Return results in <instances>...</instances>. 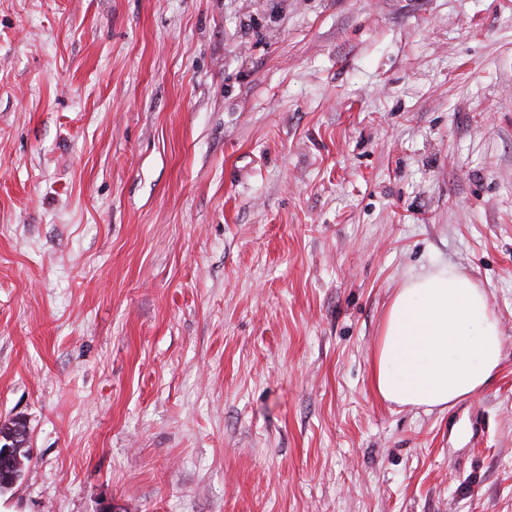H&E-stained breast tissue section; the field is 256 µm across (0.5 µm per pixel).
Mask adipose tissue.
<instances>
[{
	"label": "adipose tissue",
	"instance_id": "adipose-tissue-1",
	"mask_svg": "<svg viewBox=\"0 0 512 512\" xmlns=\"http://www.w3.org/2000/svg\"><path fill=\"white\" fill-rule=\"evenodd\" d=\"M502 361V333L488 296L442 266L394 295L371 360L385 403L445 410L483 391Z\"/></svg>",
	"mask_w": 512,
	"mask_h": 512
}]
</instances>
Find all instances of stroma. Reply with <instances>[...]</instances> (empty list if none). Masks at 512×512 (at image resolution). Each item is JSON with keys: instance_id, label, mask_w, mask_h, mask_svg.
<instances>
[{"instance_id": "35a3bbf8", "label": "stroma", "mask_w": 512, "mask_h": 512, "mask_svg": "<svg viewBox=\"0 0 512 512\" xmlns=\"http://www.w3.org/2000/svg\"><path fill=\"white\" fill-rule=\"evenodd\" d=\"M437 264L501 365L383 403L384 315ZM17 416L14 512H512V0H0Z\"/></svg>"}]
</instances>
